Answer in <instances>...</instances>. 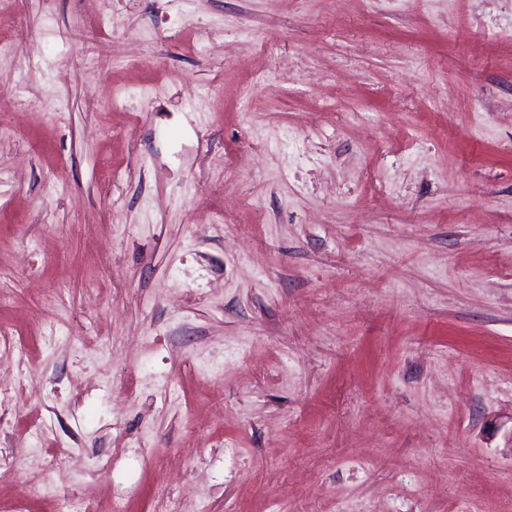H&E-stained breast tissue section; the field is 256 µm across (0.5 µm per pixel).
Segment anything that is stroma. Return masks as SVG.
<instances>
[{"mask_svg": "<svg viewBox=\"0 0 512 512\" xmlns=\"http://www.w3.org/2000/svg\"><path fill=\"white\" fill-rule=\"evenodd\" d=\"M0 512H512V0H0Z\"/></svg>", "mask_w": 512, "mask_h": 512, "instance_id": "35a3bbf8", "label": "stroma"}]
</instances>
